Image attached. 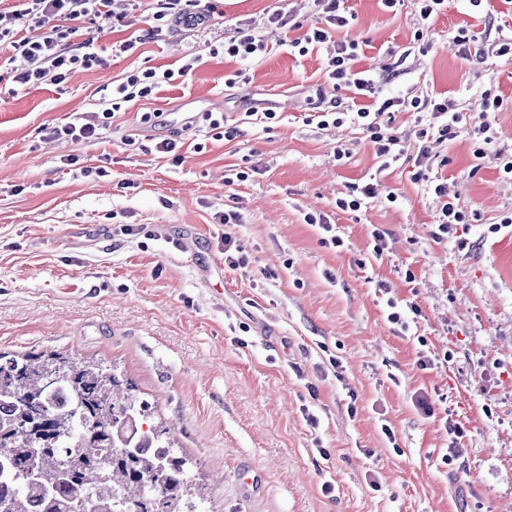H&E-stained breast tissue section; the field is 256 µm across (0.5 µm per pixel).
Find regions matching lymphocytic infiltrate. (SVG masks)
Returning a JSON list of instances; mask_svg holds the SVG:
<instances>
[{"label": "lymphocytic infiltrate", "instance_id": "f902f5d3", "mask_svg": "<svg viewBox=\"0 0 512 512\" xmlns=\"http://www.w3.org/2000/svg\"><path fill=\"white\" fill-rule=\"evenodd\" d=\"M195 0H154L152 23L141 34L113 43L112 54L119 57L127 54L149 40H157L174 29L181 28L197 32L205 29L215 4H208L205 10L194 7ZM318 7L317 16L307 31L295 38H284L278 46L272 47L261 35L258 26L244 23L236 27L235 34L224 46L225 55L240 59H263L274 49L298 52L307 55L310 45L330 41L337 30L349 27L350 18L345 0H314ZM112 0H14L11 10L0 11V52L19 53L27 63L26 68L14 75L15 83L26 86L42 82L64 84L70 73L78 68L92 69L103 66L105 60L94 48L92 41L74 43V24L79 20H102L118 28L125 26L124 16L113 14ZM29 29L30 34L19 37V28ZM336 49L325 63V75L334 89H345L357 95L355 103L344 102L334 97L320 113V126L340 125L344 122L357 124L372 144L381 169H389L398 163L406 150L393 123L395 115L405 111H430L436 121L439 141L455 138L461 129L462 114L453 100L445 97L427 96L409 100L398 97H381L378 80L366 70L356 67V41L343 39L335 41ZM198 62L197 57L187 59L179 70H159L148 67L130 74L126 81L112 90L104 107L94 121L88 123L70 122L52 127V136L70 139L83 144L95 140L101 128L106 127L120 111L123 104L153 97L161 84L169 82L174 75H188ZM506 103L503 96L484 90L480 94L482 121L474 126L476 139L473 155L476 159L493 157L500 172L512 179V154L498 148L497 137L489 113L499 111Z\"/></svg>", "mask_w": 512, "mask_h": 512}]
</instances>
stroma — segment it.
Here are the masks:
<instances>
[{"label":"stroma","mask_w":512,"mask_h":512,"mask_svg":"<svg viewBox=\"0 0 512 512\" xmlns=\"http://www.w3.org/2000/svg\"><path fill=\"white\" fill-rule=\"evenodd\" d=\"M348 5L352 25L334 37L359 42L358 69L386 94L446 95L471 125L485 89L512 99V58L466 59L451 40L462 26L489 41L512 30L502 0L486 12L446 0L424 55L417 0ZM222 9L204 31L117 59V34L81 25L78 41L93 40L109 63L60 86H17L6 74L24 61L0 59V350L116 365L193 459L202 512H512V225L502 222L512 180L492 158L475 162L468 134L433 144L423 168L467 218L435 239L440 201L411 161L380 169L357 126L308 123L334 95L328 45L303 57L211 56L241 23L278 10L312 18V0ZM190 54L201 58L191 75L123 106L98 140L47 137L46 127L100 111L129 72L175 70ZM239 71L247 90L225 87ZM251 107L277 112L273 128L248 123ZM146 112H220L238 135L216 141L193 128L175 167L155 149L169 127L142 124ZM340 146L349 158L337 159ZM248 165V181L225 186L227 170ZM351 182L380 183L399 200L337 210ZM225 209L244 216L232 228L250 260L243 270L224 266L214 215ZM310 211L328 216L343 247L322 246L303 220ZM95 224L106 235L85 236ZM121 224L135 233H118ZM375 228L386 237L379 259ZM391 298L408 332L388 322ZM423 348L437 366L418 365Z\"/></svg>","instance_id":"35a3bbf8"}]
</instances>
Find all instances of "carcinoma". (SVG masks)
<instances>
[{
    "mask_svg": "<svg viewBox=\"0 0 512 512\" xmlns=\"http://www.w3.org/2000/svg\"><path fill=\"white\" fill-rule=\"evenodd\" d=\"M0 512H76L92 495L112 512H187L202 500L189 481L192 460L171 430L150 426V406L113 366L50 352H0ZM42 450L47 476L71 464L70 476L45 490L29 474Z\"/></svg>",
    "mask_w": 512,
    "mask_h": 512,
    "instance_id": "obj_1",
    "label": "carcinoma"
}]
</instances>
